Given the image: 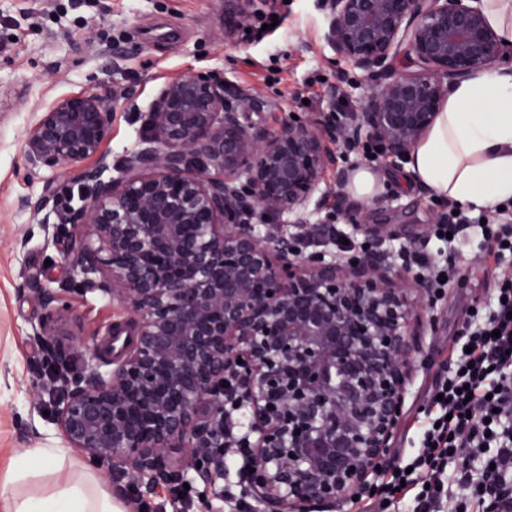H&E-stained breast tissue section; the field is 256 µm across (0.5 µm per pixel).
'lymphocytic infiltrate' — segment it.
<instances>
[{
    "instance_id": "obj_1",
    "label": "lymphocytic infiltrate",
    "mask_w": 512,
    "mask_h": 512,
    "mask_svg": "<svg viewBox=\"0 0 512 512\" xmlns=\"http://www.w3.org/2000/svg\"><path fill=\"white\" fill-rule=\"evenodd\" d=\"M423 247L396 246L432 290L454 278L470 240L495 270L446 355L432 362V384L409 427L401 460L385 463L356 512H512V203L493 216L449 205Z\"/></svg>"
}]
</instances>
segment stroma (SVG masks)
<instances>
[{
  "instance_id": "obj_1",
  "label": "stroma",
  "mask_w": 512,
  "mask_h": 512,
  "mask_svg": "<svg viewBox=\"0 0 512 512\" xmlns=\"http://www.w3.org/2000/svg\"><path fill=\"white\" fill-rule=\"evenodd\" d=\"M261 10L276 8L279 27L254 37L224 33L226 0H0V471L30 448H62L52 415L54 400L34 389L32 373L44 363L36 335L48 309L35 302L26 282L46 275L56 306L66 308L57 323L63 346L93 347L105 342L123 317L120 305L98 293L60 288L78 280L66 244L56 237L54 213L35 211L47 192L67 202L88 195L80 168L31 171L24 160L25 131L42 106L84 91L109 93L112 135L103 147L110 166L135 150L145 133L144 115L166 81L203 71L228 88L264 95L268 110L249 121L277 127L292 112H325L330 105L356 111L370 92V82L330 51L327 18L320 0H256ZM372 164L391 178L390 192L375 200L388 209L394 242L429 233L442 211L403 162L369 159L363 148L345 152L344 169ZM361 209L352 199L329 197L311 203L305 219L350 229ZM460 273L442 301L425 305L427 331L420 362L412 371L406 413H413L431 383L424 361L436 358L456 336L480 291L483 272L473 253L462 252ZM194 484L190 501L176 489H161L147 499L148 512H215Z\"/></svg>"
}]
</instances>
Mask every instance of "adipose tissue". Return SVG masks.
<instances>
[{
    "label": "adipose tissue",
    "mask_w": 512,
    "mask_h": 512,
    "mask_svg": "<svg viewBox=\"0 0 512 512\" xmlns=\"http://www.w3.org/2000/svg\"><path fill=\"white\" fill-rule=\"evenodd\" d=\"M406 169L440 200L490 211L512 201V70L480 69L454 86L429 134L408 156ZM389 187L381 170L359 165L347 193L373 201ZM61 448H30L0 479V512H123L96 474L57 480Z\"/></svg>",
    "instance_id": "1"
}]
</instances>
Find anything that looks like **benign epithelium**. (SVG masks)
<instances>
[{
  "label": "benign epithelium",
  "mask_w": 512,
  "mask_h": 512,
  "mask_svg": "<svg viewBox=\"0 0 512 512\" xmlns=\"http://www.w3.org/2000/svg\"><path fill=\"white\" fill-rule=\"evenodd\" d=\"M321 4L328 47L373 83L357 111L303 112L269 129L247 119L270 107L264 96L188 74L161 85L146 135L115 176L104 179V163L79 174L87 206L49 192L35 207L57 216L80 291L117 299L132 325L116 335L134 340L103 375L75 367L79 350L45 323L36 335L46 367L33 384L55 395L70 447L111 463L135 512L187 469L224 495V455L241 448L256 512H331L376 474L401 416L428 281L393 260L389 225L373 223L371 209L355 225L371 248L335 260L308 249L332 226L274 219L304 213L317 195L341 200V149L368 142L406 159L448 84L493 65L500 39L483 0ZM254 17L250 0H236L226 27L242 32ZM112 117L97 92L54 100L26 133L27 166L65 169L96 155ZM236 407L249 415L244 435L227 426Z\"/></svg>",
  "instance_id": "7a95c632"
}]
</instances>
